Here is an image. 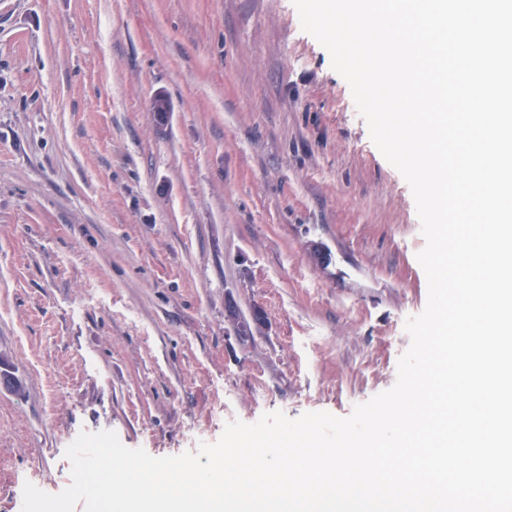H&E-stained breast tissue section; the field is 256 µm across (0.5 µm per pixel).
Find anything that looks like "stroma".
<instances>
[{"mask_svg":"<svg viewBox=\"0 0 512 512\" xmlns=\"http://www.w3.org/2000/svg\"><path fill=\"white\" fill-rule=\"evenodd\" d=\"M425 245L292 0H0V512L84 430L161 457L349 416Z\"/></svg>","mask_w":512,"mask_h":512,"instance_id":"1","label":"stroma"}]
</instances>
